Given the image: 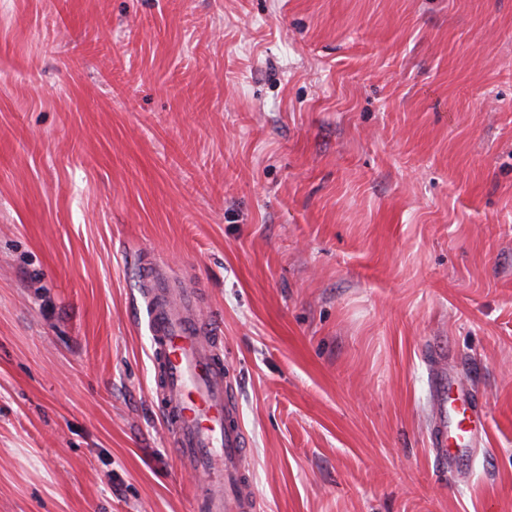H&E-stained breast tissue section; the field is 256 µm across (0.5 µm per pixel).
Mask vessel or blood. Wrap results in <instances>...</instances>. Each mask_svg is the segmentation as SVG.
Here are the masks:
<instances>
[{
	"label": "vessel or blood",
	"instance_id": "1",
	"mask_svg": "<svg viewBox=\"0 0 512 512\" xmlns=\"http://www.w3.org/2000/svg\"><path fill=\"white\" fill-rule=\"evenodd\" d=\"M139 266L158 410L181 469L198 476L191 489L196 512H257L259 500L243 465L248 440L236 393L198 313V293L171 289L167 271L149 253H141ZM434 398L439 420L432 443L450 464L471 453L485 412L458 381L436 382Z\"/></svg>",
	"mask_w": 512,
	"mask_h": 512
}]
</instances>
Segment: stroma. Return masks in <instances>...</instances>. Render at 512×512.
<instances>
[{"label": "stroma", "instance_id": "obj_1", "mask_svg": "<svg viewBox=\"0 0 512 512\" xmlns=\"http://www.w3.org/2000/svg\"><path fill=\"white\" fill-rule=\"evenodd\" d=\"M145 249L260 512H512V0H0V512H194ZM434 398L439 421L432 443L448 466L460 456L472 452V438L485 418L483 406L459 381L442 379L435 383Z\"/></svg>", "mask_w": 512, "mask_h": 512}]
</instances>
